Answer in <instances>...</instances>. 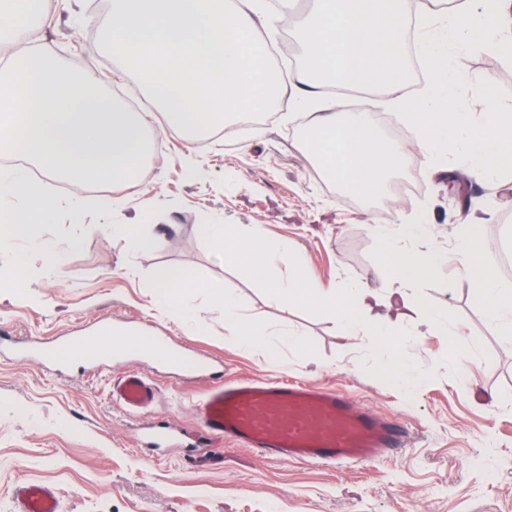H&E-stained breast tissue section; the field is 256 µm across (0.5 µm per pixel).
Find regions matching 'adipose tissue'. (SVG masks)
Listing matches in <instances>:
<instances>
[{"mask_svg":"<svg viewBox=\"0 0 512 512\" xmlns=\"http://www.w3.org/2000/svg\"><path fill=\"white\" fill-rule=\"evenodd\" d=\"M39 0H23V10L0 7V40L24 41L40 18ZM407 0H309V7L294 22V35L303 49L294 86L296 102L315 109L312 127L316 136L311 149L332 179L346 191L360 196L381 193L388 173L401 167L402 147L387 146L379 138L369 113L345 111L342 102L323 94L325 83L345 87L358 82L386 87L395 106L405 112L418 129L423 143H439L461 135L467 147V163L473 176L491 180L502 198L512 197V105L496 107L492 80L478 88V99L490 106L486 121L473 127L457 100L455 82L448 76V48L453 44H475L488 52L512 59V14L503 0H458L446 8L441 0H426L420 30L419 54L430 74L427 94L418 99L404 97L406 80ZM24 197L39 210L41 222L48 221L56 207L20 169H0V201ZM485 204L471 200L459 216L456 256L473 282L475 299L486 318L502 335H512V291L502 288L496 271L487 263L489 243L481 231ZM201 233L215 251L236 241L250 248L257 272L276 288L286 301L306 299L332 312L351 336H372L388 347L382 368L388 379L404 391L419 381L408 364L406 342L394 340L382 324L369 316L370 294L355 284L311 281L301 276V259L288 242L267 239L256 224H204ZM431 225L403 224L397 229H379L383 245L377 274L390 282L389 300L402 302L416 326L440 323V312L410 295L413 283L432 277L447 263L446 255L408 250L401 239L426 237ZM24 239L40 252L43 267L58 272L62 255L40 237L28 211L17 210L11 223L0 226V241ZM209 291L213 307L224 320L225 333L244 343L260 341L257 327L244 325L235 299L223 285L190 277L167 268L153 274L152 303L177 320L194 323L196 333L206 327L195 324L194 311L185 301L187 289Z\"/></svg>","mask_w":512,"mask_h":512,"instance_id":"adipose-tissue-1","label":"adipose tissue"}]
</instances>
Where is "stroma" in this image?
<instances>
[{
  "label": "stroma",
  "mask_w": 512,
  "mask_h": 512,
  "mask_svg": "<svg viewBox=\"0 0 512 512\" xmlns=\"http://www.w3.org/2000/svg\"><path fill=\"white\" fill-rule=\"evenodd\" d=\"M111 5L41 0L43 17L29 43L53 52L67 69L98 77L105 93L138 103L149 126L160 128L165 148L131 187L77 193L61 178L38 179L43 195L58 202L41 236L64 252L65 265L47 274L28 242L0 243V268L22 266L26 280L21 291H0V327L49 347L74 336L142 331L223 369L230 381L285 376L346 393L404 421L410 445L361 465L264 460L228 443L199 448L196 405L206 378L179 375L152 354L130 350L76 365L21 361L9 343L0 355V512H13L12 490L21 481L54 486L60 512H512V335L488 321L456 263L414 288L446 314L456 340L436 329L417 334L401 312L371 311L412 345L409 364L423 379L406 393L383 373L386 347L370 336L345 335L325 310L285 302L254 274L249 256L220 260L199 231L204 223L261 225L267 236L292 243L309 279L381 294L375 227L433 225L432 238L406 241V248L449 252L464 199L480 196L487 202L486 260L512 289V271L503 268L504 256L512 255V205H501L487 182L468 176L460 139L424 150L389 91L365 89L350 99V111L391 117L378 132L408 151L393 180L413 176L421 189L413 197L391 190L371 200L338 197L296 133L306 114L290 93L301 61L296 52L278 68L284 93L268 122L240 127L218 146L187 142L163 129L158 103L105 51ZM489 57L472 46L450 54L453 69L467 78L458 101L477 126L487 113L474 92L483 79L493 78L498 101L512 103V62L501 58L490 69ZM124 224L157 235L156 245L128 250L117 232ZM159 266L223 283L243 322L300 333L305 349L284 347L273 359L263 345L225 335L203 292L187 297L208 327L196 334L153 307L151 277ZM452 344L469 351L466 370L449 354ZM129 371L159 389L155 406L138 415L110 396L112 380Z\"/></svg>",
  "instance_id": "stroma-1"
}]
</instances>
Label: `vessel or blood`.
Returning <instances> with one entry per match:
<instances>
[{
	"label": "vessel or blood",
	"mask_w": 512,
	"mask_h": 512,
	"mask_svg": "<svg viewBox=\"0 0 512 512\" xmlns=\"http://www.w3.org/2000/svg\"><path fill=\"white\" fill-rule=\"evenodd\" d=\"M148 344L165 354L172 367L192 374L207 371L157 337H149ZM112 394L129 410L141 412L154 404L157 390L145 375L128 372L114 383ZM197 419L199 445L220 439L269 460L364 463L403 450L409 440L399 419L362 407L343 393L288 377H216L197 406ZM12 496L15 512H59L53 487L20 483Z\"/></svg>",
	"instance_id": "obj_1"
}]
</instances>
